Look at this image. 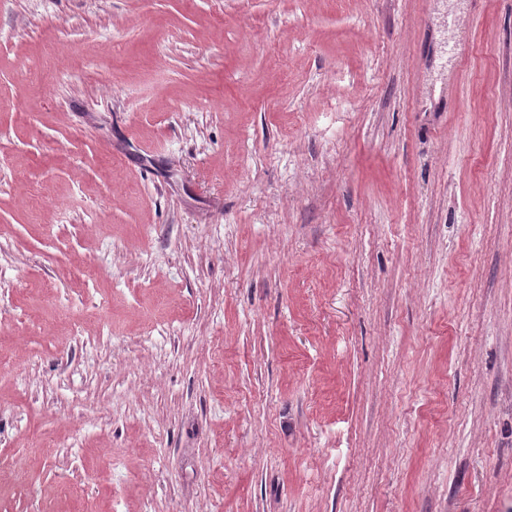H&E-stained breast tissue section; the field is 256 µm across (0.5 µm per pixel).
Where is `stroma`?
I'll return each mask as SVG.
<instances>
[{
    "label": "stroma",
    "mask_w": 512,
    "mask_h": 512,
    "mask_svg": "<svg viewBox=\"0 0 512 512\" xmlns=\"http://www.w3.org/2000/svg\"><path fill=\"white\" fill-rule=\"evenodd\" d=\"M0 512H512V0H0Z\"/></svg>",
    "instance_id": "1"
}]
</instances>
